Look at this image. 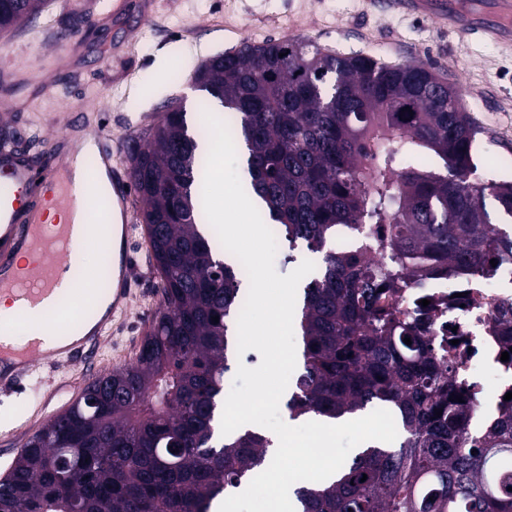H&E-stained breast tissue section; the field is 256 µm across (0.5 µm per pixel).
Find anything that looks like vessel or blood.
I'll return each instance as SVG.
<instances>
[{"label":"vessel or blood","instance_id":"obj_1","mask_svg":"<svg viewBox=\"0 0 512 512\" xmlns=\"http://www.w3.org/2000/svg\"><path fill=\"white\" fill-rule=\"evenodd\" d=\"M394 11L436 19L448 30L478 33L503 45L512 44V0H494L495 21L479 24L476 11L465 0H389ZM110 191L101 202L98 222L108 228L115 212H128L134 191L130 168L111 164ZM69 187L60 181L54 159L35 160L15 140L0 143V293H10L18 303V318L29 308L51 299L61 269L78 261L69 222L49 221L52 210L72 208ZM133 227L123 222L112 241L118 265L112 271V303L96 318L93 329L84 325H53L35 334L27 345L15 346L0 336V388L10 389L31 375L36 361L67 364L96 347L128 308L134 271L131 250Z\"/></svg>","mask_w":512,"mask_h":512}]
</instances>
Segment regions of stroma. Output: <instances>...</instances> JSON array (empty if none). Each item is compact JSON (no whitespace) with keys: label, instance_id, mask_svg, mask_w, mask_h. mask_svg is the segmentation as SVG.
<instances>
[{"label":"stroma","instance_id":"stroma-1","mask_svg":"<svg viewBox=\"0 0 512 512\" xmlns=\"http://www.w3.org/2000/svg\"><path fill=\"white\" fill-rule=\"evenodd\" d=\"M367 0H152L149 12L113 16V0H44L40 14L0 35V55L14 65L0 83L13 134L37 129L45 152L72 113L90 127L108 126L113 138L153 125L178 99L188 123L199 116L192 74L209 57L241 43L304 37L323 51L361 54L387 63L423 62L461 86L464 105L481 128L475 153L480 170L511 179L497 156L512 153V49L477 36L442 30L433 20L368 11ZM167 56L180 83L158 85L155 62ZM129 307L102 340L93 367L81 361L37 371L23 387L0 390V475L28 440L80 397L91 372L135 362L163 309L159 275L143 224Z\"/></svg>","mask_w":512,"mask_h":512}]
</instances>
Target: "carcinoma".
Masks as SVG:
<instances>
[{
    "mask_svg": "<svg viewBox=\"0 0 512 512\" xmlns=\"http://www.w3.org/2000/svg\"><path fill=\"white\" fill-rule=\"evenodd\" d=\"M39 2L0 0V29ZM431 74L298 37L246 42L193 75L204 110L222 107L245 151L263 221L322 254L303 288V363L288 411L333 422L380 402L405 432L330 482L296 483L302 512H512V401L491 427L469 429L472 385L394 309L398 279L483 275L490 260L512 259V183L478 175L479 129L461 91L436 90ZM146 135L133 176L165 308L133 364L91 380L20 451L0 480V512H214L265 464V434L220 439L245 269L200 229L193 187L209 130L167 104ZM341 228L358 249L332 248Z\"/></svg>",
    "mask_w": 512,
    "mask_h": 512,
    "instance_id": "carcinoma-1",
    "label": "carcinoma"
}]
</instances>
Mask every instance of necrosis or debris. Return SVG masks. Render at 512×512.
<instances>
[{"label": "necrosis or debris", "instance_id": "necrosis-or-debris-1", "mask_svg": "<svg viewBox=\"0 0 512 512\" xmlns=\"http://www.w3.org/2000/svg\"><path fill=\"white\" fill-rule=\"evenodd\" d=\"M510 305V262L487 277L445 275L422 287L408 284L398 301L403 312L423 307L428 335L458 340V367L476 380V403L491 421L500 415L505 394L512 392V361L502 360L506 343L498 333L500 312Z\"/></svg>", "mask_w": 512, "mask_h": 512}]
</instances>
